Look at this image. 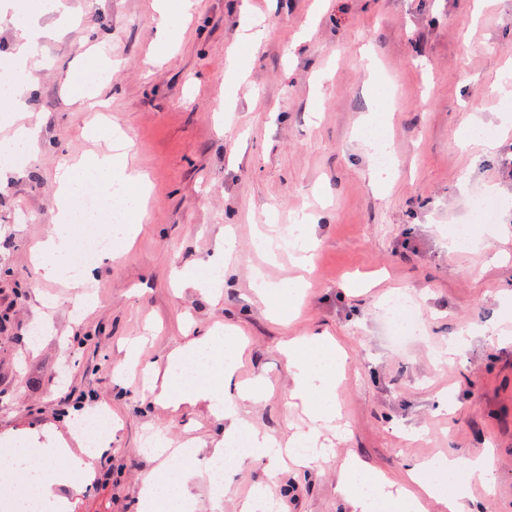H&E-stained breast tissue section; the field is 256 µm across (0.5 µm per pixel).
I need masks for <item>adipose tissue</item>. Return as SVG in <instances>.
I'll return each mask as SVG.
<instances>
[{"mask_svg":"<svg viewBox=\"0 0 512 512\" xmlns=\"http://www.w3.org/2000/svg\"><path fill=\"white\" fill-rule=\"evenodd\" d=\"M42 8L32 4L13 17L18 29V40L11 58V76L15 81L13 93L6 102L11 111L21 112L26 107V98L34 90L37 77L30 64L33 47L50 31L40 23ZM56 207L52 220L57 227L54 236L43 245L49 260L44 267L46 277L61 275L72 254V239L69 234L71 217L78 208L87 184H103L109 194L121 201L132 212H139L143 205L144 180L128 167L124 148L83 158L78 168L65 169L56 178ZM288 370L291 378L289 394L308 407L315 420L327 422L338 417L340 410L336 399V386L343 370L345 357L336 343L326 333L315 332L285 346ZM242 354L239 340L233 335L218 336L205 332L185 347L173 351L168 357L169 370L184 369L202 363L204 369L219 367L224 381L220 384L185 385L181 392L161 387L156 396L164 407L177 409L182 405L205 406L211 414L224 421V438L216 442L211 450L212 460L224 457V444L241 433H249L252 451L241 457L240 462L249 465L263 462L269 473H277L284 463H291L296 472L312 469L322 457L323 451L316 446L314 435L290 437L279 442L265 434L252 430L241 415L240 401H258L265 394L263 380H255L251 386L240 390L238 400L226 397L225 387L232 384ZM97 449L83 448L73 453L65 442H57L45 450L46 459L66 458L67 469L54 472L51 478L42 480L37 486L41 498L60 501V486L66 485L71 472L87 471ZM459 466L457 459L439 456L407 465L409 486L403 490L393 489L380 472L369 469L354 455L346 457L336 474V493L346 512H378L389 505L395 512H428L430 504L440 506L442 512H485L482 502L468 494L448 493L445 480ZM169 501L186 512L191 502L183 484L169 481L155 473L144 476L140 492L141 512H155L161 501Z\"/></svg>","mask_w":512,"mask_h":512,"instance_id":"ef3b65f1","label":"adipose tissue"}]
</instances>
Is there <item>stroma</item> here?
<instances>
[{"instance_id": "35a3bbf8", "label": "stroma", "mask_w": 512, "mask_h": 512, "mask_svg": "<svg viewBox=\"0 0 512 512\" xmlns=\"http://www.w3.org/2000/svg\"><path fill=\"white\" fill-rule=\"evenodd\" d=\"M151 0H67L81 18L40 50L28 101L34 159L0 181V440L19 434L42 455L47 436L108 412L116 427L90 473L62 491L69 512H139L142 477L162 462L142 454L147 434L170 447L192 442L178 468L192 512H212L209 450L224 423L202 406L161 408L142 366L210 329L243 336L238 377L273 391L247 406L249 421L281 438L308 431L281 345L317 330L347 350L337 390L340 430L321 429L328 456L306 474L271 478L263 465L224 462L231 494L221 512L265 487L276 512H344L336 470L347 454L405 480L407 461L452 451L464 460L490 448L493 493L458 474L453 489L512 512V0H198L178 47L153 59L161 22ZM108 57L112 68L100 72ZM395 91L381 109L382 84ZM108 101L81 111L70 87ZM390 132L393 167L371 182L367 114ZM474 118L492 139L460 143ZM122 132L131 169L148 178L142 230L114 260L97 263L95 308L80 314L72 275L41 277L35 247L56 231L54 173L105 150L89 129ZM498 210L476 224L482 246H454L473 195ZM318 212L319 246L309 271L288 252L269 259L257 234L286 238L298 214ZM232 230L235 250L222 294L184 283L201 275ZM303 278L295 316L271 314L253 290ZM369 282L352 291L351 283ZM409 295L424 333H389L387 304ZM506 335L489 340L490 331ZM448 395L447 410L434 397Z\"/></svg>"}]
</instances>
